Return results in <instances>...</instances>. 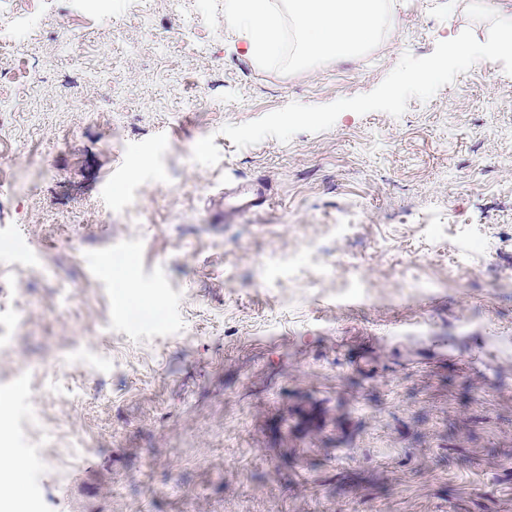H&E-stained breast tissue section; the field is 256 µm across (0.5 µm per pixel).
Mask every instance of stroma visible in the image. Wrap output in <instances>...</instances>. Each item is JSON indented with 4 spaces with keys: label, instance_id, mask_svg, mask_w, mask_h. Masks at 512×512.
Instances as JSON below:
<instances>
[{
    "label": "stroma",
    "instance_id": "obj_1",
    "mask_svg": "<svg viewBox=\"0 0 512 512\" xmlns=\"http://www.w3.org/2000/svg\"><path fill=\"white\" fill-rule=\"evenodd\" d=\"M448 2L284 75L225 22L183 37L195 0H0V388L44 459L20 498L512 512V56L411 83L449 32L492 35Z\"/></svg>",
    "mask_w": 512,
    "mask_h": 512
}]
</instances>
